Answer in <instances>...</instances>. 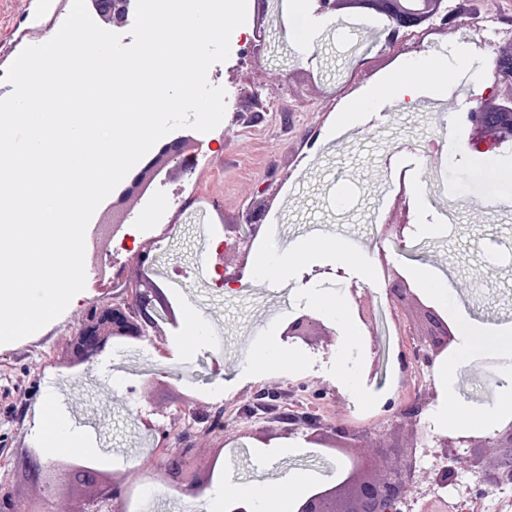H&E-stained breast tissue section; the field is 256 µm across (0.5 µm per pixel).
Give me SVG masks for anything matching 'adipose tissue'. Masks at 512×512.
<instances>
[{
	"instance_id": "obj_1",
	"label": "adipose tissue",
	"mask_w": 512,
	"mask_h": 512,
	"mask_svg": "<svg viewBox=\"0 0 512 512\" xmlns=\"http://www.w3.org/2000/svg\"><path fill=\"white\" fill-rule=\"evenodd\" d=\"M349 257V244L339 239L328 251H320L315 239L306 238L289 244L281 254L257 252L251 259L254 270L261 275L279 280L293 278L299 265L307 261H324L336 266L343 265ZM460 343L454 355L442 363L437 374L447 379L449 372L461 366L470 354L487 351L505 359L506 365L496 373L500 378V396L497 403L489 408H475L461 405L454 412L442 413L439 426L442 430L457 433L491 432L504 418L512 416V329L486 325L472 319L464 311L454 315Z\"/></svg>"
}]
</instances>
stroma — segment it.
<instances>
[{
	"mask_svg": "<svg viewBox=\"0 0 512 512\" xmlns=\"http://www.w3.org/2000/svg\"><path fill=\"white\" fill-rule=\"evenodd\" d=\"M446 4L453 16L448 26L394 45L387 42L382 18L321 14L316 0L307 3L313 28L304 43L290 36L288 0H270L267 10L245 17L246 30L262 36L260 51L242 64L230 58L213 66L209 81L224 87L226 112L217 128L193 134V184L173 177L157 187L165 221L176 230L160 241L135 239L148 244L156 265L190 275L186 287L169 295L178 309L176 324L144 340L139 353L111 347L78 372L58 371L86 308L112 298L113 272L100 270L97 261L98 252L111 251L112 240L100 237L97 251L85 254V288L66 311L36 335L0 345V489L20 484L18 460L40 440L41 407L49 398L83 441L75 457L123 475L133 499L168 486L161 457L140 443L145 422L172 431L178 406L237 410L222 434H195L197 465L218 463L203 495L164 500L157 512H206L213 493L229 479L260 486L268 508L283 498L289 472L304 471L324 482L335 478L345 454L309 443L306 430L283 437L271 419L270 439L247 434L240 415L262 391L304 394L324 423L356 433L359 446L405 441L406 431L393 420L395 409L419 391L416 377L400 363L409 337L375 339L365 330L350 340L339 318L328 315L323 321L334 333L314 345L281 335L289 318L317 313L316 293L350 301L365 296L374 309L390 308L385 280L368 285L360 269L382 251L400 272L423 265L446 279L443 316L459 307L478 321L512 326V148L497 153L496 176L475 164L468 128L440 120L465 106L456 82L440 96L424 88L409 106L372 100L365 121L331 132L352 98L429 54L451 60L460 47H469L473 73L487 80L491 57L512 51V0ZM70 8L71 0H0V98L13 90L6 79L9 67L32 43L27 29L50 20L63 23ZM480 14L491 17L492 27L475 25ZM401 174L410 188L412 224L443 226L436 234L413 232L409 260L381 235L395 195L392 182ZM261 197L267 201L263 221L275 227L266 250L278 252L306 237L326 246L342 237L360 242V249L341 272L332 265H305L291 280L279 281L249 271L242 292L216 287L206 263L235 271L247 244L233 229L245 227L252 202ZM266 344L287 365L250 369L253 355ZM500 365L499 357L477 352L447 382H435L437 397L417 430L423 469L437 463L435 411L493 406L499 389L489 373ZM455 487L467 497L470 512H512L511 494L495 495L469 472H459Z\"/></svg>",
	"mask_w": 512,
	"mask_h": 512,
	"instance_id": "obj_1",
	"label": "stroma"
}]
</instances>
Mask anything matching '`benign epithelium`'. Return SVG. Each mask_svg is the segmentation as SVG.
<instances>
[{
	"instance_id": "obj_1",
	"label": "benign epithelium",
	"mask_w": 512,
	"mask_h": 512,
	"mask_svg": "<svg viewBox=\"0 0 512 512\" xmlns=\"http://www.w3.org/2000/svg\"><path fill=\"white\" fill-rule=\"evenodd\" d=\"M441 3L442 0H318L321 13L334 14L353 9L358 14L385 17L390 22V43L398 40L401 33H417L418 27L438 13ZM131 10L132 0H115L113 25L125 24ZM492 77L491 89L474 96L472 104L459 115V120L469 127L472 145L481 143L486 146L500 140L499 116L507 114L512 117V55L496 58ZM158 156L164 158L171 170L182 171L194 161L193 155L188 153L185 139L176 137L161 143L146 156L130 173L126 186H136L141 172L150 167ZM265 212L266 201H254L249 211V239H255L260 232V221ZM127 217L123 199L112 202V233L121 230V224ZM409 221V204L407 195L403 193L382 232V236L389 238L401 254L404 253V230ZM383 268L391 277L388 292L392 303L415 305L406 328L409 335L418 341L413 350L415 361L428 367L440 354L448 352L455 342L453 326L422 300L404 275L386 263ZM124 284L129 297L114 295L112 305L106 307L110 311L111 335L121 336L127 341L164 335L161 325L171 322V319L163 317L169 307L163 289L144 276L132 281L126 279ZM101 314L102 309L98 305H90L77 329L80 358L84 363L102 354L110 345L108 335L96 326ZM327 332L329 329L322 320L302 313L288 320L282 336L309 344L312 337ZM435 398L433 391L416 396L395 414L398 418L395 426L405 422L417 426L422 412ZM281 422L304 426L310 430L308 440L317 445L337 448L342 452L351 447V435L342 427L328 430L315 420L294 417L283 418ZM145 427L159 435L157 449L167 457V472L172 486L179 488L185 485L192 491L203 489L208 478L191 468L196 453L195 442L190 439L186 444L172 448L169 446L170 432L157 430L149 422ZM436 447L440 448L436 455L448 460V464L434 469L432 478L417 466V444L382 446L376 458H354L349 468L339 472L336 481L327 485L325 490L311 492L295 500L294 512H400V506L420 489L422 483H428L430 491L446 487L455 480L459 468L473 473L480 483L488 486L512 483V422L498 426L488 435L440 437L436 439ZM25 471L29 481L42 490L40 503L28 512H44L46 501L64 493L73 498L72 512H126L128 487L125 479L117 478L108 471L30 461L25 462Z\"/></svg>"
}]
</instances>
